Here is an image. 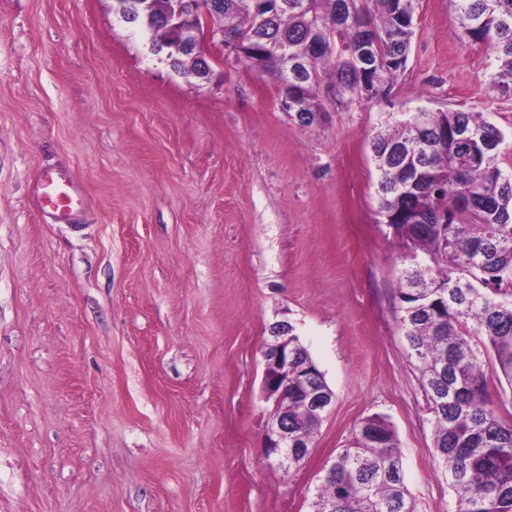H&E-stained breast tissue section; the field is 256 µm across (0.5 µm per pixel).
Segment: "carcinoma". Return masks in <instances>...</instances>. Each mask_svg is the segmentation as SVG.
<instances>
[{"label": "carcinoma", "instance_id": "obj_1", "mask_svg": "<svg viewBox=\"0 0 512 512\" xmlns=\"http://www.w3.org/2000/svg\"><path fill=\"white\" fill-rule=\"evenodd\" d=\"M217 22L240 39L243 62L288 85L296 111L324 110L315 88L337 80L336 100L390 95L405 71L417 0H286L269 14L251 0H223ZM465 37L492 47L498 78L512 86V0H453ZM151 33L158 53L172 32L138 16L127 22ZM502 131L480 112L440 110L421 124L394 116L372 139L380 211L429 263L403 271L400 327L420 363L419 383L433 445L460 512H512V423L502 420L503 393L490 388L487 359L512 395V176L498 167ZM295 360L280 380L273 416L288 417V435L307 440L288 448L296 465L312 448L324 414L308 413L314 393L333 392L293 331ZM312 512H414L404 483L395 430L382 416L361 421L329 465Z\"/></svg>", "mask_w": 512, "mask_h": 512}]
</instances>
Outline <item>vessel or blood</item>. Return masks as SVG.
Listing matches in <instances>:
<instances>
[{"instance_id":"b4317fda","label":"vessel or blood","mask_w":512,"mask_h":512,"mask_svg":"<svg viewBox=\"0 0 512 512\" xmlns=\"http://www.w3.org/2000/svg\"><path fill=\"white\" fill-rule=\"evenodd\" d=\"M36 199L41 212L54 224H72L84 210V195L78 178L67 171L47 169L36 182Z\"/></svg>"}]
</instances>
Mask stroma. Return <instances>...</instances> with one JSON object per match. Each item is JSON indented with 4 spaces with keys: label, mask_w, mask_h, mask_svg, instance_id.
Segmentation results:
<instances>
[{
    "label": "stroma",
    "mask_w": 512,
    "mask_h": 512,
    "mask_svg": "<svg viewBox=\"0 0 512 512\" xmlns=\"http://www.w3.org/2000/svg\"><path fill=\"white\" fill-rule=\"evenodd\" d=\"M497 54L451 0H417L388 98L300 126L268 75L174 72L112 0H0V512H311L372 415L400 443L414 512H457L399 328L425 262L385 223L370 142L389 113L480 112L504 135ZM83 183L77 225L32 203L43 169ZM288 321L335 395L284 471L262 441L264 345Z\"/></svg>",
    "instance_id": "1"
}]
</instances>
